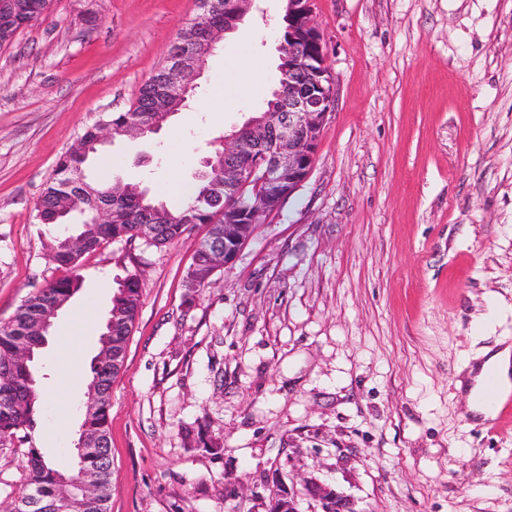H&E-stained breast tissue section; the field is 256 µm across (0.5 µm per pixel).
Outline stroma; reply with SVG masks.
I'll return each instance as SVG.
<instances>
[{
    "label": "stroma",
    "instance_id": "obj_1",
    "mask_svg": "<svg viewBox=\"0 0 512 512\" xmlns=\"http://www.w3.org/2000/svg\"><path fill=\"white\" fill-rule=\"evenodd\" d=\"M314 4L337 101L309 178L196 294L184 280L201 228L86 255L43 348L32 442L55 459L86 400L64 379L72 345L89 367L116 282L138 269L109 512H268L274 472L300 512H321L302 493L311 478L358 512H512V417L484 429L456 387L480 350L512 344V0ZM198 12L56 0L0 48V321L60 275L46 258L56 231L34 210L57 160L130 107ZM284 14V0H257L186 109L102 158L177 195L272 91ZM244 67L239 93L227 79ZM89 304L96 319L75 337L70 312ZM25 474L22 450L0 451V512Z\"/></svg>",
    "mask_w": 512,
    "mask_h": 512
}]
</instances>
